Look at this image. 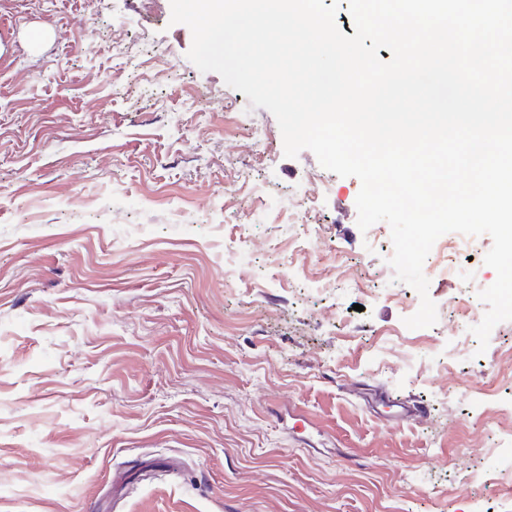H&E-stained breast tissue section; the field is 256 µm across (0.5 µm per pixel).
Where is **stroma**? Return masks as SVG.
I'll list each match as a JSON object with an SVG mask.
<instances>
[{"label": "stroma", "instance_id": "35a3bbf8", "mask_svg": "<svg viewBox=\"0 0 512 512\" xmlns=\"http://www.w3.org/2000/svg\"><path fill=\"white\" fill-rule=\"evenodd\" d=\"M170 18L0 0V512H512L491 237L435 242L407 328L359 179Z\"/></svg>", "mask_w": 512, "mask_h": 512}]
</instances>
